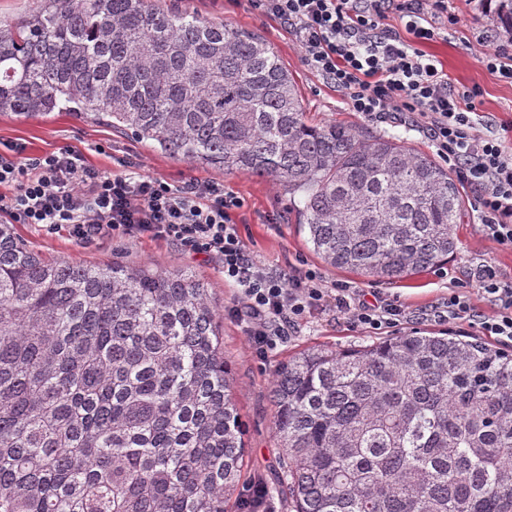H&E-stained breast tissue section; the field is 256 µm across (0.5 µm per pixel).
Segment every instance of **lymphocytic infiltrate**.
<instances>
[{
  "mask_svg": "<svg viewBox=\"0 0 512 512\" xmlns=\"http://www.w3.org/2000/svg\"><path fill=\"white\" fill-rule=\"evenodd\" d=\"M261 15L295 30L307 65L336 87L350 109L384 122L406 112L476 195L482 231L512 251V121L479 134L473 114L479 87L456 91L422 46L448 23V0H250ZM398 15L403 30L383 26ZM0 213L18 224L66 228L85 243L101 236L175 240L214 260L228 286L237 288L234 316L257 350L284 340L303 314L325 305L373 330L395 327L403 305L383 297L361 300L358 288H325L315 273L276 274L247 250L231 212L239 202L222 184L192 180L171 185L137 170L102 173L71 148L26 158L21 148L0 153ZM490 299L491 314L476 302ZM438 318L477 326L512 345V280L491 263L477 269L474 287L449 292Z\"/></svg>",
  "mask_w": 512,
  "mask_h": 512,
  "instance_id": "f902f5d3",
  "label": "lymphocytic infiltrate"
}]
</instances>
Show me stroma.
Here are the masks:
<instances>
[{"label": "stroma", "mask_w": 512, "mask_h": 512, "mask_svg": "<svg viewBox=\"0 0 512 512\" xmlns=\"http://www.w3.org/2000/svg\"><path fill=\"white\" fill-rule=\"evenodd\" d=\"M160 5L175 6L209 21L256 32L270 42L291 73L304 109L314 121L342 122L356 131L394 137L414 149L434 154L431 143L408 125L376 123L349 110L343 95L308 68L294 34L277 20L260 15L249 0H160ZM448 11L456 16V24L449 26L447 35L425 44L424 49L442 63L455 88L480 86L482 95L476 101L480 117L478 130L483 134L496 131L500 121L512 120V84L498 80L479 62L475 40L479 34L488 36L494 44L505 40L496 7L485 0H449ZM0 143L22 146L28 157L71 147L82 155L87 166L106 173L119 172L123 162L132 161L151 176L172 185L192 179L221 183L225 191L233 193L241 202L240 208L233 210L232 218L248 250L271 271L284 274L294 269H312L319 273L325 286L347 283L367 294L397 298L404 306L406 315L401 322L378 332L357 325L349 316L335 310L319 309L302 316L286 340L260 354L245 335L239 319L229 313L237 299L236 289L225 286L222 274L206 254L192 252L176 241L147 237L103 238L80 247L63 228L49 231L32 224L12 226L21 243L47 259L77 260L94 266L118 262L152 269L185 270L207 284L224 333V354L235 373L234 398L247 425L240 492L231 497L229 512H241L244 495L258 482L267 488V503L272 512H290L280 483L281 450L274 434L273 405L269 397L283 361L317 345L359 348L415 331L450 329L459 334L478 335V328L439 321L433 314L434 308L447 298L451 289L474 285L479 262H490L504 277H512V252L497 249L484 236L477 222L474 195L467 188L462 191L465 207L456 226L458 247L447 265L389 284L328 267L313 252L288 193L272 179L198 169L112 131L108 125L80 122L65 112L54 113L45 121L1 118Z\"/></svg>", "instance_id": "35a3bbf8"}]
</instances>
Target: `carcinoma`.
<instances>
[{
    "label": "carcinoma",
    "instance_id": "carcinoma-1",
    "mask_svg": "<svg viewBox=\"0 0 512 512\" xmlns=\"http://www.w3.org/2000/svg\"><path fill=\"white\" fill-rule=\"evenodd\" d=\"M0 18V117L67 110L195 166L269 177L329 266L448 263L464 200L404 142L307 116L254 32L156 0ZM204 282L46 260L0 224V512H226L246 444ZM293 512H512V355L414 332L310 348L271 389Z\"/></svg>",
    "mask_w": 512,
    "mask_h": 512
}]
</instances>
